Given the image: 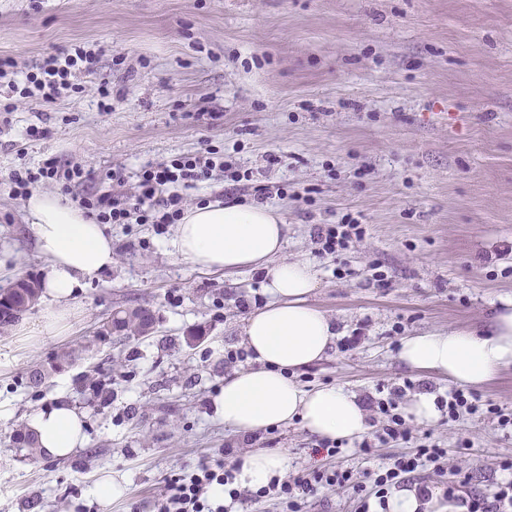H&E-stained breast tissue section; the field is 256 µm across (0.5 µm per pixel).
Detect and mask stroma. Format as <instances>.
I'll return each instance as SVG.
<instances>
[{"label": "stroma", "mask_w": 512, "mask_h": 512, "mask_svg": "<svg viewBox=\"0 0 512 512\" xmlns=\"http://www.w3.org/2000/svg\"><path fill=\"white\" fill-rule=\"evenodd\" d=\"M76 47L99 52L96 74L0 112V288L49 272L9 173L54 157L93 169L101 191H127L142 167L207 150L247 175L239 199L260 189L280 210L282 258L318 279L309 303L339 337L361 336L296 372L302 388L364 401L408 381L404 416L417 395L451 390L404 366L398 348L423 332L480 329L512 296V0H0V55L30 69ZM114 171L123 184L107 180ZM343 221L363 238L324 253L318 228ZM105 230L112 266L78 290L60 335L0 333V512H152L170 475L225 448L359 481L387 461L386 447L313 455L319 438L298 421L225 426L212 402L254 360L224 355L245 346L240 301H269L265 276L193 266L171 251V224ZM137 307L152 312L151 334L100 335L114 312ZM86 378L102 381L105 400L85 392ZM58 400L86 419L84 447L65 459L15 439ZM429 429L451 450L471 441L472 491L502 478L512 435L489 415H440ZM109 475L125 483L122 499L97 494Z\"/></svg>", "instance_id": "stroma-1"}]
</instances>
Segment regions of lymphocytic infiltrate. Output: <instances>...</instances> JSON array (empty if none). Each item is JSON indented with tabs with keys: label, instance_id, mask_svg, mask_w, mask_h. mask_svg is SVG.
I'll list each match as a JSON object with an SVG mask.
<instances>
[{
	"label": "lymphocytic infiltrate",
	"instance_id": "lymphocytic-infiltrate-1",
	"mask_svg": "<svg viewBox=\"0 0 512 512\" xmlns=\"http://www.w3.org/2000/svg\"><path fill=\"white\" fill-rule=\"evenodd\" d=\"M98 62L97 54L89 51H57L43 58L36 71L26 73L22 92L29 98L53 99L61 90L69 88L73 72L95 74ZM215 166L213 158L200 154L145 166L139 172L137 190L131 198L98 191L92 171L54 159L46 160L37 169L13 174L12 182L15 196L21 198L29 196L40 185L64 182L81 186L78 204L87 217L100 224H144L151 220L172 224L179 221L186 206L185 198L173 191V184H190L204 179ZM404 391V386L400 385L391 388L387 397L372 398L367 402L369 410L381 415L384 423L358 442L359 451L367 454L371 449L381 447L395 451L391 462L375 472L371 486L355 483L347 470L307 467L285 478L272 477L267 485L256 490H241L235 486V464L208 459L170 477L165 492L155 504L156 512H225L226 502L216 498L220 491L228 494V502L239 504H255L275 494L284 500L288 512H303L308 496L322 487L351 491L356 503L355 512H371L375 503L386 506L390 488L414 480L417 472L425 467L442 470L448 460L447 449L436 443L430 432H413L399 413V401ZM499 468L510 472L511 477L497 483L490 494L470 491L474 473L467 467L455 468L444 493L449 500L463 507L464 512H512V458L501 459Z\"/></svg>",
	"mask_w": 512,
	"mask_h": 512
}]
</instances>
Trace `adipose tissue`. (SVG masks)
Instances as JSON below:
<instances>
[{
	"mask_svg": "<svg viewBox=\"0 0 512 512\" xmlns=\"http://www.w3.org/2000/svg\"><path fill=\"white\" fill-rule=\"evenodd\" d=\"M24 220L50 270V307L24 335L54 336L71 315L70 300L87 279L112 266V239L83 211L62 203L51 193L29 196ZM288 226L274 208L232 200L201 203L185 211L169 245L194 266L227 272L263 267L271 296L263 309L245 321V342L255 367L224 380L216 411L224 423L255 432L302 421L320 437H359L366 430L365 407L356 395L335 386L302 389L294 373L321 361L331 348L336 327L307 303L318 286L310 266L281 259ZM400 359L409 367L433 373L457 385H477L502 366L512 364V297L503 298L484 331L426 332L404 339ZM29 427L46 456L63 459L86 442L84 416L74 406L59 403L34 414ZM277 453L255 451L243 458L238 479L255 489L282 473Z\"/></svg>",
	"mask_w": 512,
	"mask_h": 512,
	"instance_id": "ef3b65f1",
	"label": "adipose tissue"
}]
</instances>
